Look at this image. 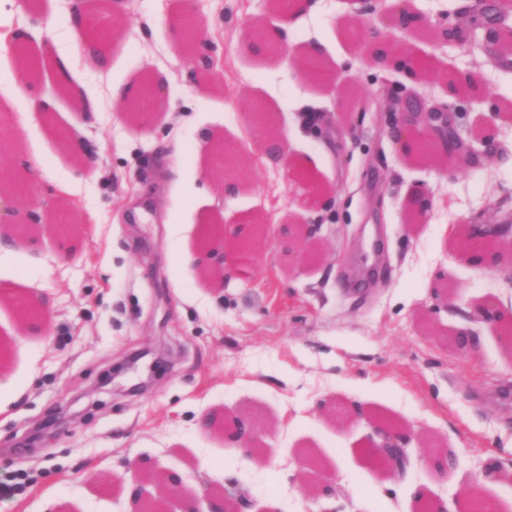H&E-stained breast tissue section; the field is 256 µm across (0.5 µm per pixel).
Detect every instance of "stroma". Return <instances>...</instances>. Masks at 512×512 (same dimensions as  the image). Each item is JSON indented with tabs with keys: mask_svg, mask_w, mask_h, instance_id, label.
Masks as SVG:
<instances>
[{
	"mask_svg": "<svg viewBox=\"0 0 512 512\" xmlns=\"http://www.w3.org/2000/svg\"><path fill=\"white\" fill-rule=\"evenodd\" d=\"M493 5L472 0L464 18L456 0H412L426 23L401 39L434 69L422 79L369 60L352 0L298 17L281 58L243 47L246 23L278 28L270 0H0V35L49 28L25 54L0 52L14 100L0 109V171L46 169L31 198L0 190V238L14 240L0 258V486L34 478L0 495V512H131V486L158 492L137 460L181 477L171 512L207 486L253 512H420L426 500L466 512L459 492L475 479L512 512V334L470 317L485 299L512 311V269L462 261L451 242L456 225L497 224L512 247V21L494 23ZM77 14L102 36L105 64ZM316 43L335 82L303 71L297 51ZM191 46L222 82L200 75ZM57 54L65 95L54 65L25 74ZM148 73L166 94L130 119L120 104ZM75 91L94 113L76 111ZM409 95L452 114L472 154L445 169L397 149L385 131ZM259 109L277 116L287 162L263 161ZM204 131L243 150L251 176L237 194L211 176ZM67 133L97 143L93 167ZM199 187L208 199L187 212ZM415 195L425 214L413 225ZM29 204L50 223L20 227ZM255 216L266 245L246 273L207 277L204 226ZM296 222L319 225L320 258H287L282 227ZM37 298L48 317L34 327L23 317ZM462 329L474 350L455 348ZM210 414L254 418L263 455L203 426ZM371 414L411 434L404 475L367 458ZM443 448L458 462L442 474Z\"/></svg>",
	"mask_w": 512,
	"mask_h": 512,
	"instance_id": "stroma-1",
	"label": "stroma"
}]
</instances>
